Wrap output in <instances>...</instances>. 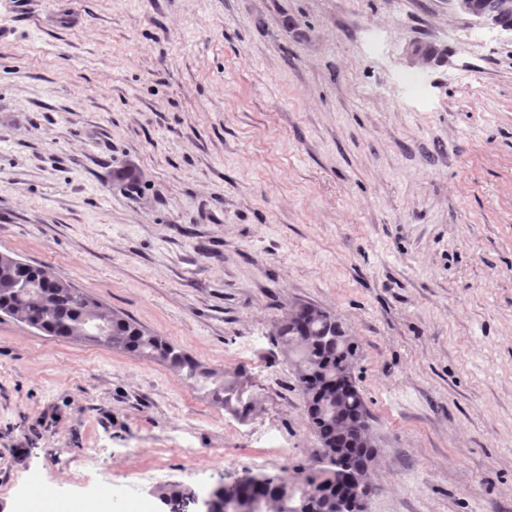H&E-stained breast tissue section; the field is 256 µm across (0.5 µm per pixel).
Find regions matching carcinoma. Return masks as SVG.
Listing matches in <instances>:
<instances>
[{"mask_svg":"<svg viewBox=\"0 0 512 512\" xmlns=\"http://www.w3.org/2000/svg\"><path fill=\"white\" fill-rule=\"evenodd\" d=\"M60 278L42 267L22 273L15 268L0 270V308L18 311L41 325L39 331L68 339L88 319L110 326V347L138 356L165 362L179 375L207 389L213 401L237 404L245 415L250 405L235 400L229 393L230 382L217 376L197 360L176 348L163 337L151 334L132 320L109 311L76 288H58ZM316 306L291 307L278 322L276 341L288 360L293 362L296 386L301 393H318L325 413L309 420L323 454H331L329 466L320 474H308L298 485L282 476H262L245 484L239 491L238 512H293L302 498L314 494L316 512H322L326 500L342 494L347 481L357 474L370 473L375 455L360 447L366 429L354 420L369 418L364 398L355 380L346 376L351 367V353L344 341L315 345L304 336L319 328L313 316ZM341 401H336V394Z\"/></svg>","mask_w":512,"mask_h":512,"instance_id":"carcinoma-1","label":"carcinoma"}]
</instances>
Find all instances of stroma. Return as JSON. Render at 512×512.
Listing matches in <instances>:
<instances>
[{
    "label": "stroma",
    "instance_id": "stroma-1",
    "mask_svg": "<svg viewBox=\"0 0 512 512\" xmlns=\"http://www.w3.org/2000/svg\"><path fill=\"white\" fill-rule=\"evenodd\" d=\"M0 253L256 402L2 315L6 512L323 468L273 339L300 303L359 344L368 512H512V33L450 0H0Z\"/></svg>",
    "mask_w": 512,
    "mask_h": 512
}]
</instances>
